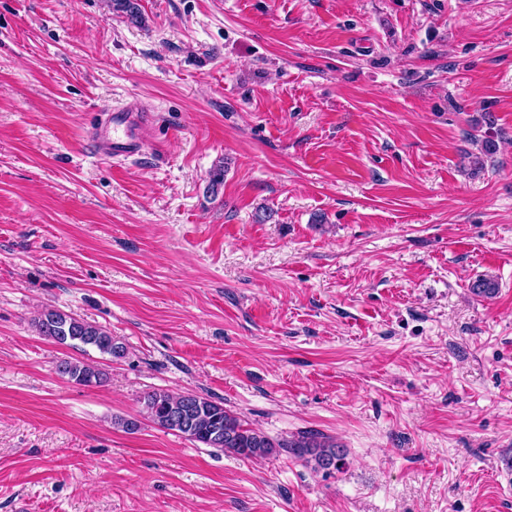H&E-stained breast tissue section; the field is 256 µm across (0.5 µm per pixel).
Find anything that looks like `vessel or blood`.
I'll return each instance as SVG.
<instances>
[{"label":"vessel or blood","mask_w":512,"mask_h":512,"mask_svg":"<svg viewBox=\"0 0 512 512\" xmlns=\"http://www.w3.org/2000/svg\"><path fill=\"white\" fill-rule=\"evenodd\" d=\"M153 113L146 108L115 105L102 112L88 132L93 143L107 147V155L119 163L142 154L149 139Z\"/></svg>","instance_id":"1"}]
</instances>
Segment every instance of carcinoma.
Returning <instances> with one entry per match:
<instances>
[{"mask_svg": "<svg viewBox=\"0 0 512 512\" xmlns=\"http://www.w3.org/2000/svg\"><path fill=\"white\" fill-rule=\"evenodd\" d=\"M35 326L41 335L59 344L91 347L113 357H121L125 352L107 330L58 309L42 310ZM56 370L60 376L85 386L101 382L104 376L90 364L68 359L61 360ZM143 408L146 418L159 428L209 448L255 459L276 456L283 450L325 471H338L344 465L345 449L321 434L307 432L275 443L225 410L222 403L196 392L153 391L143 397Z\"/></svg>", "mask_w": 512, "mask_h": 512, "instance_id": "1", "label": "carcinoma"}]
</instances>
